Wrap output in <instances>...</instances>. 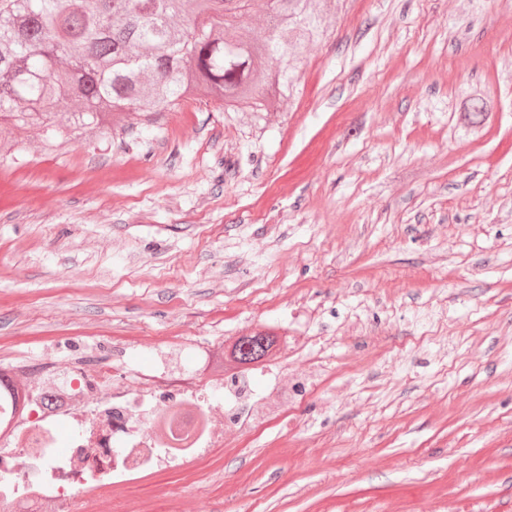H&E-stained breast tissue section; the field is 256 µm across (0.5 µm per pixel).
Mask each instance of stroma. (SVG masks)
Segmentation results:
<instances>
[{"instance_id":"obj_1","label":"stroma","mask_w":512,"mask_h":512,"mask_svg":"<svg viewBox=\"0 0 512 512\" xmlns=\"http://www.w3.org/2000/svg\"><path fill=\"white\" fill-rule=\"evenodd\" d=\"M297 73L275 112L0 126V371L221 383L262 327L255 387L315 392L114 512H512V0H347ZM489 97L482 91L473 89L467 92L463 98V112L469 116L478 118L492 111V104ZM286 337L277 336L266 330H258L249 335L239 336L231 344H224V358L242 372H249L256 366L270 362L286 345ZM258 346L255 355L248 348Z\"/></svg>"}]
</instances>
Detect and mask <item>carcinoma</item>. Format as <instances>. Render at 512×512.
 Wrapping results in <instances>:
<instances>
[{
	"mask_svg": "<svg viewBox=\"0 0 512 512\" xmlns=\"http://www.w3.org/2000/svg\"><path fill=\"white\" fill-rule=\"evenodd\" d=\"M255 0H0V121L49 128L57 105L69 125L111 112H164L191 95L228 112H270L271 96L296 91L300 49L331 34L335 0H263V32L239 25ZM463 111H492L473 89ZM286 337L258 330L224 346L249 372L271 361Z\"/></svg>",
	"mask_w": 512,
	"mask_h": 512,
	"instance_id": "cac0c4a2",
	"label": "carcinoma"
}]
</instances>
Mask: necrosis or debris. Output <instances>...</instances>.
Segmentation results:
<instances>
[{"label":"necrosis or debris","mask_w":512,"mask_h":512,"mask_svg":"<svg viewBox=\"0 0 512 512\" xmlns=\"http://www.w3.org/2000/svg\"><path fill=\"white\" fill-rule=\"evenodd\" d=\"M70 385L80 403L69 408L46 390L21 411L0 399V512H83L97 487L192 467L265 415L246 377L220 386L163 372L132 388L103 367Z\"/></svg>","instance_id":"necrosis-or-debris-1"}]
</instances>
